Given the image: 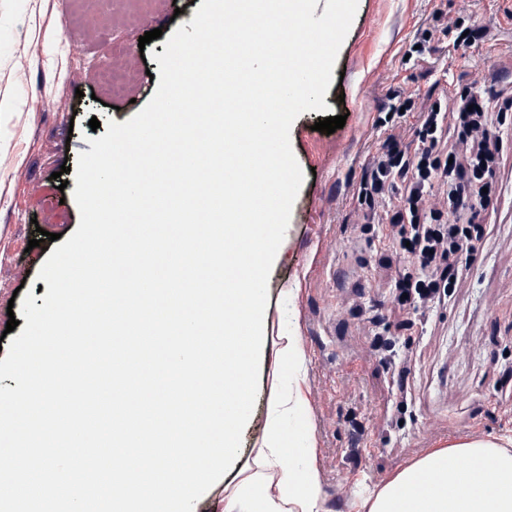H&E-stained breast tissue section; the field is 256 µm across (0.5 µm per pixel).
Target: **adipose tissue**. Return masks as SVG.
Masks as SVG:
<instances>
[{
	"mask_svg": "<svg viewBox=\"0 0 512 512\" xmlns=\"http://www.w3.org/2000/svg\"><path fill=\"white\" fill-rule=\"evenodd\" d=\"M276 357L290 384L288 394L271 398L256 467L227 493L224 512H323L317 457L293 465L301 445L280 426L282 416L302 422L308 412L297 337H286ZM368 512H512V450L481 437L459 436L390 478Z\"/></svg>",
	"mask_w": 512,
	"mask_h": 512,
	"instance_id": "ef3b65f1",
	"label": "adipose tissue"
}]
</instances>
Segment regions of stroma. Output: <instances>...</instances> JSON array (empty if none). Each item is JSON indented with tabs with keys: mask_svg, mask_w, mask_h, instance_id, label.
<instances>
[{
	"mask_svg": "<svg viewBox=\"0 0 512 512\" xmlns=\"http://www.w3.org/2000/svg\"><path fill=\"white\" fill-rule=\"evenodd\" d=\"M201 4L0 0V308L20 286L44 297L38 273L56 244L32 249L29 240L41 229L66 238L75 232L78 154L90 151L92 135H104V122L124 123L150 101L157 55ZM439 12L468 16L482 38L455 46L432 30ZM156 28L161 37L140 44ZM428 30L424 54L411 55ZM108 72L135 78L112 87ZM332 77L326 111L302 113L290 130L304 181L268 280L271 341L261 350L256 403L238 457L193 512H224L226 489L263 442L268 403L288 391L277 373L280 336L298 337L306 356L303 393L325 512L378 491L427 449L461 434H512V129L500 133L497 198L477 209L487 234L428 321L393 306L391 286L408 262L381 263L380 244L358 232V188L390 134H402L410 150L418 113L431 101L468 90L488 100L512 96V0H358ZM407 94L415 111H394ZM328 115L345 116L344 127L314 131ZM94 118L99 128H90ZM374 331L407 344L408 410L399 429L389 425L399 392L386 355L371 344Z\"/></svg>",
	"mask_w": 512,
	"mask_h": 512,
	"instance_id": "1",
	"label": "stroma"
}]
</instances>
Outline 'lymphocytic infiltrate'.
Listing matches in <instances>:
<instances>
[{
	"label": "lymphocytic infiltrate",
	"instance_id": "1",
	"mask_svg": "<svg viewBox=\"0 0 512 512\" xmlns=\"http://www.w3.org/2000/svg\"><path fill=\"white\" fill-rule=\"evenodd\" d=\"M511 126L512 99L493 103L469 92L455 109L442 104L422 113L414 150L403 149L400 136L392 134L374 158L358 192L369 211L360 232L374 231L376 218H383L393 251L412 258L414 270L393 284L399 308L429 311L458 287L463 258L486 234L469 204L496 199L499 132ZM449 131L455 143L445 149ZM393 190L398 203L385 207Z\"/></svg>",
	"mask_w": 512,
	"mask_h": 512
}]
</instances>
